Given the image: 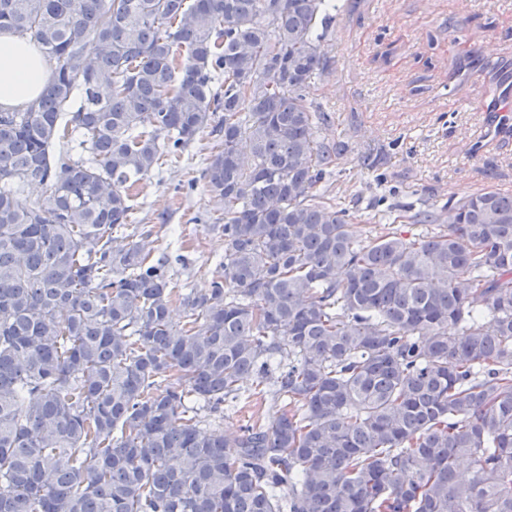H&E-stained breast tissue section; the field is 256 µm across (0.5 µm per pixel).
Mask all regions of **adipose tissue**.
<instances>
[{
	"label": "adipose tissue",
	"mask_w": 512,
	"mask_h": 512,
	"mask_svg": "<svg viewBox=\"0 0 512 512\" xmlns=\"http://www.w3.org/2000/svg\"><path fill=\"white\" fill-rule=\"evenodd\" d=\"M49 78L48 64L34 42L0 32V107L13 108L36 99Z\"/></svg>",
	"instance_id": "adipose-tissue-1"
}]
</instances>
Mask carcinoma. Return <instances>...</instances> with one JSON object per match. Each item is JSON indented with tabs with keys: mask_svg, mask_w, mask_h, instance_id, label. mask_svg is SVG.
<instances>
[{
	"mask_svg": "<svg viewBox=\"0 0 512 512\" xmlns=\"http://www.w3.org/2000/svg\"><path fill=\"white\" fill-rule=\"evenodd\" d=\"M337 9L0 0L55 64L0 108V512H512V195L362 237L321 186L345 156L312 96ZM220 112L224 262L198 294L132 187ZM246 377L271 426L201 432Z\"/></svg>",
	"mask_w": 512,
	"mask_h": 512,
	"instance_id": "carcinoma-1",
	"label": "carcinoma"
}]
</instances>
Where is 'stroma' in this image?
<instances>
[{"instance_id": "1", "label": "stroma", "mask_w": 512, "mask_h": 512, "mask_svg": "<svg viewBox=\"0 0 512 512\" xmlns=\"http://www.w3.org/2000/svg\"><path fill=\"white\" fill-rule=\"evenodd\" d=\"M313 93L331 110L321 141L348 152L333 189L375 204L440 208L464 193H512V0H344ZM215 137L203 131L134 198L154 256L204 294L224 257L209 230L215 204L200 180Z\"/></svg>"}]
</instances>
